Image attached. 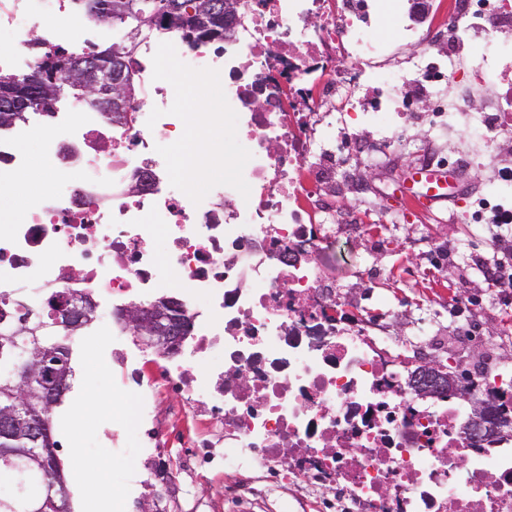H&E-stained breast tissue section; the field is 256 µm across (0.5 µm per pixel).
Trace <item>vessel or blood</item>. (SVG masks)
<instances>
[{
	"label": "vessel or blood",
	"instance_id": "1",
	"mask_svg": "<svg viewBox=\"0 0 512 512\" xmlns=\"http://www.w3.org/2000/svg\"><path fill=\"white\" fill-rule=\"evenodd\" d=\"M407 188L402 195L411 209L429 211L454 202L459 192L455 168L423 164L412 168L405 176Z\"/></svg>",
	"mask_w": 512,
	"mask_h": 512
}]
</instances>
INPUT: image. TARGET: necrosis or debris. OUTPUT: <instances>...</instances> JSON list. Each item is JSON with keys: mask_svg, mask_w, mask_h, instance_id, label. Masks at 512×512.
Masks as SVG:
<instances>
[{"mask_svg": "<svg viewBox=\"0 0 512 512\" xmlns=\"http://www.w3.org/2000/svg\"><path fill=\"white\" fill-rule=\"evenodd\" d=\"M71 0H0V69L37 67L27 41L67 61L82 55L91 20ZM381 0H240L223 52L147 39L149 103L123 116L75 98L50 122L0 132V187L20 198L0 229V293L36 306L74 288L108 302L99 333L123 309L174 295L192 329L165 370L193 411L224 429V469L269 484L301 473L323 512H512V442L477 445L467 404L418 398L388 336L336 313L321 276L332 211L311 184L312 157L336 134L307 133L305 112L347 96L383 47L372 29ZM503 13L499 0H455L448 29L464 35ZM320 24L309 29L310 15ZM351 74L327 71L335 47ZM200 79L221 93L241 163L195 190L204 172L173 177L163 149L187 114L174 84ZM38 139L52 172L30 179L21 151ZM138 192H131L132 184Z\"/></svg>", "mask_w": 512, "mask_h": 512, "instance_id": "obj_1", "label": "necrosis or debris"}]
</instances>
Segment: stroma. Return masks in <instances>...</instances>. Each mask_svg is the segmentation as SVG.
I'll use <instances>...</instances> for the list:
<instances>
[{
    "mask_svg": "<svg viewBox=\"0 0 512 512\" xmlns=\"http://www.w3.org/2000/svg\"><path fill=\"white\" fill-rule=\"evenodd\" d=\"M429 2L417 26L436 31L430 45L402 39L393 13L375 26L374 39L392 52L382 67L423 53L442 57L451 0ZM458 47L462 55L491 62L512 56V26L486 36L470 33ZM378 95L372 76H362L359 105L345 113L336 131V156L320 161L332 169L328 189L338 215L336 251L322 265L324 278L335 287L337 301L351 315L362 316L363 327L382 329L407 344L418 336L433 337L432 354L443 361L466 364L476 352L483 371L512 370V301L497 297L476 265L481 256L512 253V232L484 223L479 214L483 206L512 207V181L501 176L502 169H512V70L468 64L438 91L424 80L404 81L398 98L405 109L392 114L387 131L371 118ZM456 97L469 99L470 111L436 118L437 99ZM494 109L508 119L484 152L481 115ZM230 142L214 116L200 128L176 131L166 150L181 166L196 145L205 146L216 177L239 163ZM430 160L459 164L466 198L456 207L415 213L403 204L399 186L410 168ZM161 362L154 349L119 327L93 351L74 349L72 389L81 393L85 410L72 423L54 421L72 512H97V496L80 495L78 476L100 470L106 473L102 492L120 498L122 512H141L143 501L157 494L163 512H319L303 497L300 475L281 486L256 481L251 494L231 499L226 489L238 478L225 472L222 458L198 470L184 469V456L197 438L211 433L220 440L224 434L169 389L159 375ZM137 379L146 384L147 412L142 438L135 442L119 420Z\"/></svg>",
    "mask_w": 512,
    "mask_h": 512,
    "instance_id": "1",
    "label": "stroma"
}]
</instances>
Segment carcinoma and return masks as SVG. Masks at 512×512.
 <instances>
[{"mask_svg": "<svg viewBox=\"0 0 512 512\" xmlns=\"http://www.w3.org/2000/svg\"><path fill=\"white\" fill-rule=\"evenodd\" d=\"M114 0H73L79 9L86 10L95 21L112 27V33L118 41L99 51L91 52L82 60L74 61L69 68L68 77L84 70L96 69L105 76L121 70L131 72L138 66L135 55H119L120 49L138 37L153 34L161 26L167 32L179 36L188 46L196 47L199 43L224 41V0H160V10L155 15L152 25L138 26V21L130 16L115 12ZM205 4V14L197 15L199 6ZM53 82L62 91L74 95L82 91L73 88L58 74L57 60L45 55V59L33 70L25 74L0 71V98L5 95L21 97L27 94L35 81ZM71 289L61 292L58 302L44 309L33 310L36 335L39 345L30 341V335L20 334L16 322L9 317L0 321V342H5L0 354V410L6 407L14 409L15 414L24 421L38 423L42 426V439L33 445V453L42 462V470L37 473L27 470L24 465L3 457V454L16 448L26 447V442L16 438L0 439V473L7 482L0 488V512H25L27 498L41 495L52 498L58 505H63L62 496L69 492L68 479L62 463L57 460V441L54 439V412L34 398L14 389L19 381V373L26 365L34 361L37 348L51 349L57 344L63 349L57 351V361L71 362L73 344L66 339L70 335L65 325V313L75 306V299L70 297Z\"/></svg>", "mask_w": 512, "mask_h": 512, "instance_id": "obj_1", "label": "carcinoma"}]
</instances>
